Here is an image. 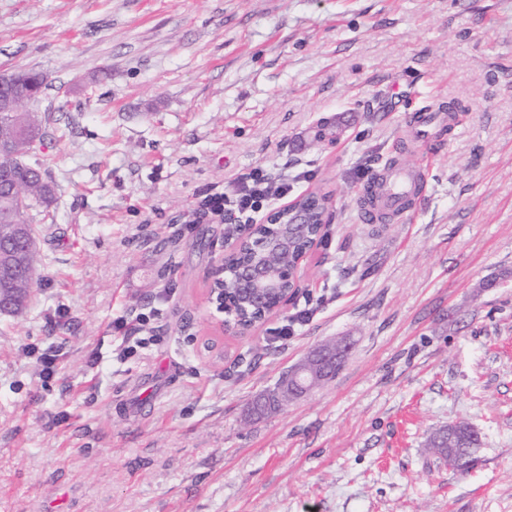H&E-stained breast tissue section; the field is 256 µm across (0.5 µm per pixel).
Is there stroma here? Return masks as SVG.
I'll return each mask as SVG.
<instances>
[{"mask_svg":"<svg viewBox=\"0 0 512 512\" xmlns=\"http://www.w3.org/2000/svg\"><path fill=\"white\" fill-rule=\"evenodd\" d=\"M30 70L55 221L0 316V512H512V0H0V73ZM448 100L423 147L411 115ZM403 141L424 201L361 223ZM256 169L328 192L330 222L297 297L235 336L203 204ZM149 311L120 358L115 321ZM342 337L331 380L248 418ZM457 421L464 474L429 447Z\"/></svg>","mask_w":512,"mask_h":512,"instance_id":"obj_1","label":"stroma"}]
</instances>
